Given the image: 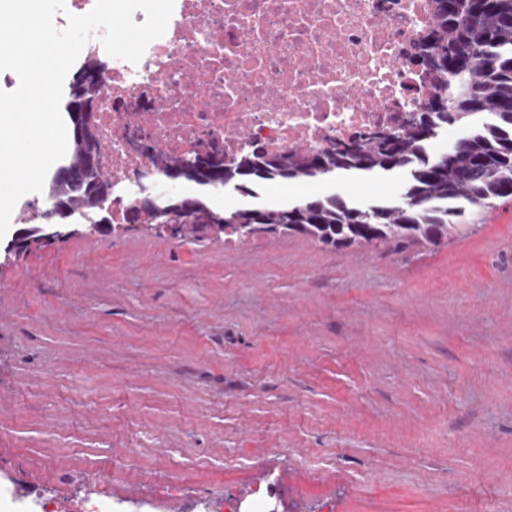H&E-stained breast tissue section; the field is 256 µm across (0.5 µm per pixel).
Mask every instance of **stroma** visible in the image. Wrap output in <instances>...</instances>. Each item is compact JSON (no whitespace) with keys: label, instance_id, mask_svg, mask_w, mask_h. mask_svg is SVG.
<instances>
[{"label":"stroma","instance_id":"obj_1","mask_svg":"<svg viewBox=\"0 0 512 512\" xmlns=\"http://www.w3.org/2000/svg\"><path fill=\"white\" fill-rule=\"evenodd\" d=\"M400 176L267 182L397 197ZM437 243L139 227L6 253L0 483L69 508L512 512V198ZM273 497L270 489L260 493L248 503L233 501L227 504V512H272L269 509V498Z\"/></svg>","mask_w":512,"mask_h":512}]
</instances>
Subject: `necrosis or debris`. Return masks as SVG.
Segmentation results:
<instances>
[{
  "mask_svg": "<svg viewBox=\"0 0 512 512\" xmlns=\"http://www.w3.org/2000/svg\"><path fill=\"white\" fill-rule=\"evenodd\" d=\"M436 0H175L167 29L138 63L99 39V160L119 224L159 191L152 150L219 144L268 152L318 148L392 129L432 84L409 62Z\"/></svg>",
  "mask_w": 512,
  "mask_h": 512,
  "instance_id": "4bbe7bcc",
  "label": "necrosis or debris"
}]
</instances>
